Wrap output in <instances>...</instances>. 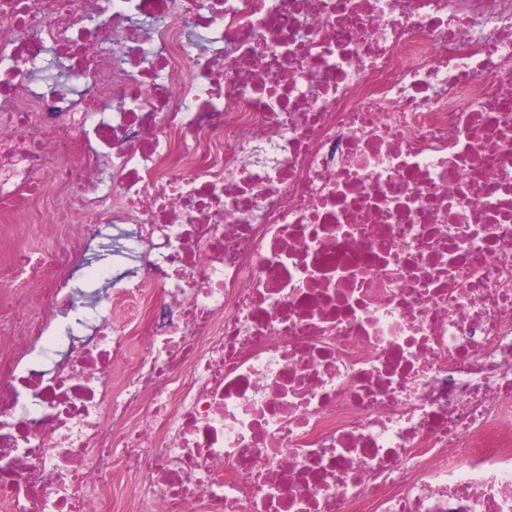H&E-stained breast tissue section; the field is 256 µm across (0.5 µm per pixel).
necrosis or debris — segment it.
<instances>
[{
  "instance_id": "necrosis-or-debris-1",
  "label": "necrosis or debris",
  "mask_w": 512,
  "mask_h": 512,
  "mask_svg": "<svg viewBox=\"0 0 512 512\" xmlns=\"http://www.w3.org/2000/svg\"><path fill=\"white\" fill-rule=\"evenodd\" d=\"M4 212L0 512H512V0H0ZM101 256L94 257L83 263L75 274L74 286L86 290L100 288L103 283L104 272L112 266V254L100 253Z\"/></svg>"
}]
</instances>
